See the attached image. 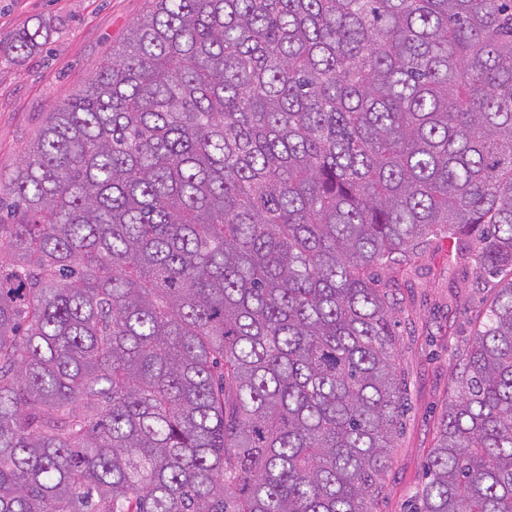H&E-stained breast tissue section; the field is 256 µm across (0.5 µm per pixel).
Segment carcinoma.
<instances>
[{
  "label": "carcinoma",
  "mask_w": 512,
  "mask_h": 512,
  "mask_svg": "<svg viewBox=\"0 0 512 512\" xmlns=\"http://www.w3.org/2000/svg\"><path fill=\"white\" fill-rule=\"evenodd\" d=\"M2 210L0 512H372L438 235L498 288L416 512H512V0H150Z\"/></svg>",
  "instance_id": "carcinoma-1"
}]
</instances>
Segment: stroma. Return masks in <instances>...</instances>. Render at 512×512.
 <instances>
[{
    "mask_svg": "<svg viewBox=\"0 0 512 512\" xmlns=\"http://www.w3.org/2000/svg\"><path fill=\"white\" fill-rule=\"evenodd\" d=\"M149 9V0H0V42L43 21L40 52L0 58V174L10 175L51 108L80 90ZM455 241L433 238L415 272H383L397 303L399 358L408 409L383 476L374 512H410L425 477L441 407L452 392L457 350L473 339L495 281L476 280L473 264L455 265Z\"/></svg>",
    "mask_w": 512,
    "mask_h": 512,
    "instance_id": "1",
    "label": "stroma"
}]
</instances>
